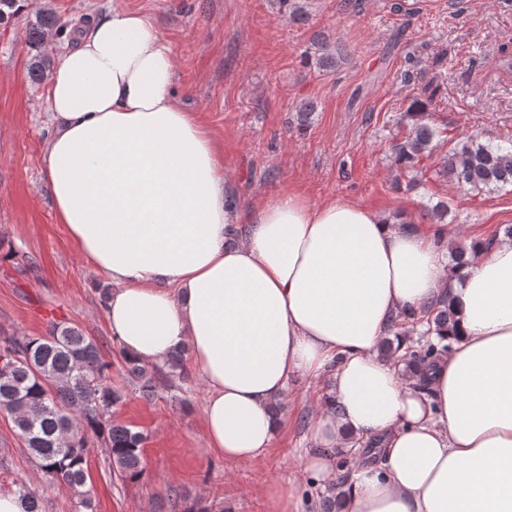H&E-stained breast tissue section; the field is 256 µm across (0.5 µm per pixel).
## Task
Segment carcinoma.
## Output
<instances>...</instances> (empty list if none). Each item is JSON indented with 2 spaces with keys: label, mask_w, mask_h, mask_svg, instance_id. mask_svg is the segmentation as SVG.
<instances>
[{
  "label": "carcinoma",
  "mask_w": 512,
  "mask_h": 512,
  "mask_svg": "<svg viewBox=\"0 0 512 512\" xmlns=\"http://www.w3.org/2000/svg\"><path fill=\"white\" fill-rule=\"evenodd\" d=\"M295 21L305 20L303 0H278ZM55 17L45 9L35 11L29 27V41L38 46ZM317 64L331 69L338 64L336 51L328 44L317 47ZM426 98L415 97L410 105L413 123L408 137L392 145L400 169L412 172L421 159L432 153L438 130L426 118L425 110L435 90L424 88ZM443 173L457 186L477 192L494 193L512 187V138L503 142H481L471 138L448 150ZM425 325L424 336L437 341L418 346L394 345L383 341L380 354L426 381V371L448 351V331L453 315L448 297L427 305L417 320ZM186 352L173 353L163 364L143 362L120 351L123 371L138 397L152 402L164 383L184 372ZM0 410H5L15 430L25 435V447L38 469L77 499L83 512H93L92 499L85 490L86 448L89 438L103 440L109 468L124 481L139 482L146 476L143 458L144 435L112 420V409L124 402L126 391L112 384V362L103 347L77 326H52L46 336L16 335L0 341Z\"/></svg>",
  "instance_id": "carcinoma-1"
}]
</instances>
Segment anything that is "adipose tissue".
<instances>
[{
    "instance_id": "obj_1",
    "label": "adipose tissue",
    "mask_w": 512,
    "mask_h": 512,
    "mask_svg": "<svg viewBox=\"0 0 512 512\" xmlns=\"http://www.w3.org/2000/svg\"><path fill=\"white\" fill-rule=\"evenodd\" d=\"M42 166L58 223L112 283L108 328L148 363L188 348L208 396V447L270 448L272 406L297 377L332 372L305 469L336 479L340 512H512V241L452 269L448 227L399 228L358 203L294 194L239 211L224 151L178 98L170 44L146 13L111 10L59 46ZM247 231L236 246L228 225ZM448 295L449 348L420 389L376 347L391 321ZM378 443L377 462L357 459Z\"/></svg>"
}]
</instances>
